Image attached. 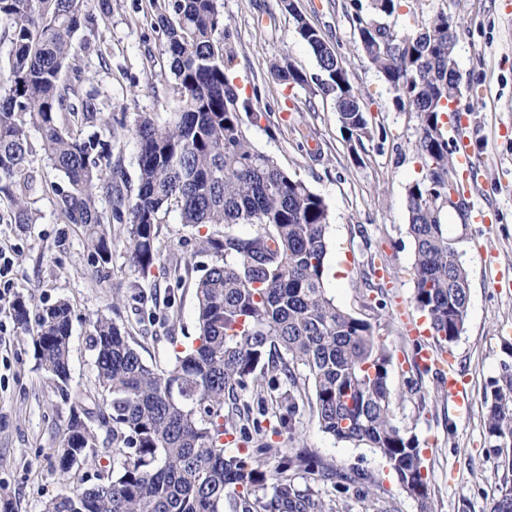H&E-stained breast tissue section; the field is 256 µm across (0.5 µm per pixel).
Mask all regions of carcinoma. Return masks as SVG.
Instances as JSON below:
<instances>
[{
  "label": "carcinoma",
  "mask_w": 512,
  "mask_h": 512,
  "mask_svg": "<svg viewBox=\"0 0 512 512\" xmlns=\"http://www.w3.org/2000/svg\"><path fill=\"white\" fill-rule=\"evenodd\" d=\"M90 0H0V36L11 49L0 62V198L6 224H32L31 194L41 151L62 182L51 185L56 210L67 224L85 228L96 258L92 274L109 276L112 239L106 224L128 213L127 263L146 281L159 261L161 214L175 209L181 223L208 228L199 249L213 257L196 283L199 334L177 353L169 369L148 365L128 331L102 312L92 315L96 386L87 400L108 410L112 465L97 482L44 502L43 512H340L350 497L378 496L365 473L352 477L312 449L282 451L267 439L254 448L226 449L224 439L248 443L261 421L224 414L226 394L250 391L272 399L280 428L296 441L293 417L302 390L320 430L338 443L366 447L394 472L419 512H433L428 470L416 434L396 421L389 385L394 353L379 325L336 305L325 286L329 206L305 182L256 148L243 130L251 103L240 99L230 64L236 56L230 23L218 0H152L154 27L174 75L173 116L139 112L130 130L139 150L138 187L128 194L112 147L89 127L112 132L98 91L86 87L79 55H106L96 41L99 19ZM295 35L313 53L321 77L307 76L285 60L269 77L309 94L331 97L349 138L371 136L363 95L338 63L334 47L295 12ZM408 0H351L359 48L393 93L400 112L419 124L414 150L422 176L407 189L408 233L414 247V307L427 320L439 349L450 351L463 331L469 282L457 242L438 207L454 175L441 115L458 94L454 46L459 23L439 10L427 26L397 27ZM85 33L80 44L78 32ZM40 134L33 143L29 130ZM106 198L110 211L100 206ZM247 224L250 234L232 232ZM72 307L60 300L37 314L32 337L39 366L56 383L70 380ZM485 392V433L503 473L489 512H512V342ZM91 411L73 412L57 450L67 474L71 458H87L96 435ZM278 458L265 467L264 458Z\"/></svg>",
  "instance_id": "1"
}]
</instances>
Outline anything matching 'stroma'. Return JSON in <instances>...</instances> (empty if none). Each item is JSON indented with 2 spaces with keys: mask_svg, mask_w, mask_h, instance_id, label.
<instances>
[{
  "mask_svg": "<svg viewBox=\"0 0 512 512\" xmlns=\"http://www.w3.org/2000/svg\"><path fill=\"white\" fill-rule=\"evenodd\" d=\"M349 3L294 0L296 12L334 45L351 83L361 90L376 140L353 149L332 98H311L268 79L269 63L280 59L308 77L319 73L312 52L294 36L293 14L281 10L277 0H219L237 49L235 84L240 97L253 105L254 116L244 129L257 148L329 205L330 250L344 255L346 272L342 281H327L326 287L338 306L379 324L394 351L389 381L400 396L396 416L420 441L433 512H458L465 498L472 501V512H484L498 483V459L483 432L484 389L500 370L504 343L512 340V292L496 286L497 280L512 278V134L505 132L512 126V0H414L405 20L415 29L442 9L462 25L454 49L460 101L473 105L470 138L483 160L470 203L496 212L493 223L472 224L468 203L448 209V235L457 242L469 280L467 321L452 354L469 390L464 411L437 391L435 374L425 375L417 391L404 383L415 371L419 345H434L432 336H412L405 327L406 319L420 317L412 304L414 249L406 210L407 188L421 175L412 148L418 120L415 113L396 111L386 84L361 54ZM154 19L150 0H110L98 29L107 64L80 63L100 93L102 112L116 119L112 157L132 187L138 184V148L130 128L137 113L166 118L173 110L174 77ZM33 165L45 175L32 196L34 223L0 224V248L12 259L11 288L0 300V512H41L50 497L94 484L99 465L112 460V436L96 421L97 463H76L61 476L56 450L74 401L63 397L39 368L31 337L20 335L17 301H25L34 314L58 300L70 302V389L90 392L95 371L89 317L99 311L109 315L135 337L148 364L169 367L187 337L196 334L195 282L200 267L211 262L196 251L204 228L182 224L178 211L171 210L161 225V264L154 281L135 286L125 226L116 221L110 226L111 275L91 278L94 258L84 245V229L57 217L50 187L56 174L42 158ZM179 259L191 260L192 271L175 274ZM169 296L174 299L170 308L165 305ZM381 300L386 308H378ZM295 427L304 444L324 459L345 471L372 475L398 512H417L380 456L335 443L318 429L309 400H300Z\"/></svg>",
  "mask_w": 512,
  "mask_h": 512,
  "instance_id": "stroma-1",
  "label": "stroma"
}]
</instances>
